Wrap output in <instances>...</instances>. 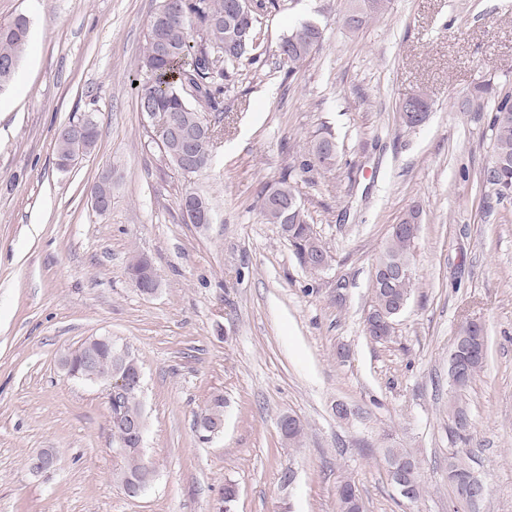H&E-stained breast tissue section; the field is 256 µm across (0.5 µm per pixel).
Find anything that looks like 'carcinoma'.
<instances>
[{"instance_id":"obj_1","label":"carcinoma","mask_w":512,"mask_h":512,"mask_svg":"<svg viewBox=\"0 0 512 512\" xmlns=\"http://www.w3.org/2000/svg\"><path fill=\"white\" fill-rule=\"evenodd\" d=\"M231 0H162L153 16L145 46L141 55V69L146 76L139 87V107H149L156 113H173L179 116L186 133L194 136L201 131V119L212 114H223L221 81L237 70L248 54L251 40L241 39L242 28L257 27L262 14L275 5L276 0H249L247 15L237 19L228 15ZM390 0H346V10L356 9L361 20L355 26H348L352 32L363 28L369 21L382 17L388 10ZM195 17L200 23L205 38L201 43L191 39L187 20ZM324 39V29L315 24H305L291 30L278 45L281 60L290 64L304 62ZM30 45V21L19 14L6 24H0V90L14 80L19 62ZM500 98L493 108L490 122L492 131V154L481 172L482 181L496 191L498 198L512 196V99L499 96L491 84L475 88L464 107L467 111L481 112L485 100ZM93 145L85 138L68 137L60 132L56 136L57 166L66 170L63 161L75 159ZM162 155L175 169L182 168L181 144L175 140L164 143ZM337 147L327 136L316 139L302 161V168L309 170L317 165L329 167L335 164ZM261 213L268 224L280 225V231L288 242L300 265L312 273L322 270L325 259H333L325 244L313 234L305 212L298 199L297 190L284 176L273 186L261 190ZM273 198L284 207L294 205L297 213L290 223L282 224L283 215L277 209L266 208V199ZM419 227L412 230H391L385 246L377 260V266L400 267L406 271L386 285L372 284L373 304L371 310L387 314L391 322L397 317L399 306L407 304L414 285L412 266L413 247ZM459 333L465 336L466 355L461 375L448 390V410L452 421L458 426L451 427L452 435L458 440L468 436L469 416L464 392L474 378L482 371L486 359L487 340L483 328L469 323L462 324ZM98 352L96 364L89 370L91 382L109 385L112 377L110 345L96 343ZM128 415H144L141 401L127 396L112 401V441L116 447L127 445L131 438L119 419ZM224 416V400L214 398L199 416L197 425L206 428L211 418ZM287 431L284 435L292 445H298L304 435L303 423L292 417H285ZM145 467L142 452L136 448L122 454L121 464L115 472L116 480L125 485L128 477ZM473 470L465 460L453 452L448 456V482L465 485ZM338 512H364V503L355 484L343 483L337 494Z\"/></svg>"}]
</instances>
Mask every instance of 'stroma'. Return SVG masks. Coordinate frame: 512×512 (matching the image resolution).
Wrapping results in <instances>:
<instances>
[{"label":"stroma","instance_id":"stroma-1","mask_svg":"<svg viewBox=\"0 0 512 512\" xmlns=\"http://www.w3.org/2000/svg\"><path fill=\"white\" fill-rule=\"evenodd\" d=\"M159 3L0 0V22H31L15 82L0 92V512H214L227 482L234 512H338L347 480L365 512H512V197L480 178L491 112L461 108L487 82L512 92V8L392 0L352 32L343 0H278L256 30V63L224 82L210 168L186 177L151 142L137 101ZM307 21L325 39L288 68L277 47ZM418 92L430 114L409 128L399 106ZM86 112L100 139L59 171L57 130ZM325 135L336 165L302 169ZM106 172L112 208L100 215L91 193ZM284 177L333 256L318 274L262 218V187ZM189 191L211 203L207 230L183 220ZM414 206L416 286L393 335L376 342L364 333L375 259ZM136 254L158 272L156 294L131 282ZM469 319L485 328L487 357L466 392L461 442L450 436L448 356ZM93 336L142 367L155 478L136 498L113 476L103 387L59 365ZM217 396L224 429L204 441L196 419ZM340 401L356 409L351 421L337 420ZM288 415L305 427L300 446L281 434ZM45 448L56 464L32 475L27 459ZM387 448L420 461L418 502L391 484ZM453 451L485 480L482 501L458 505Z\"/></svg>","mask_w":512,"mask_h":512}]
</instances>
